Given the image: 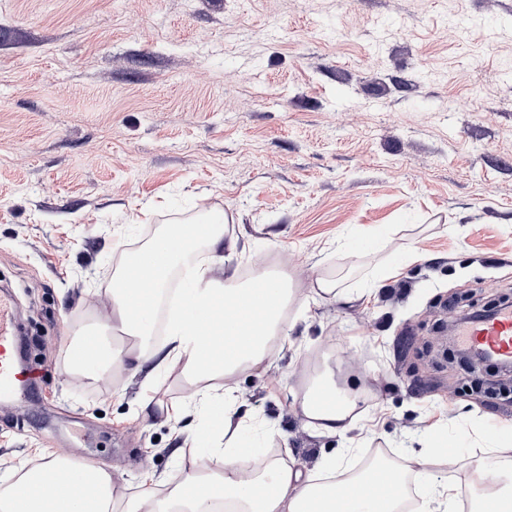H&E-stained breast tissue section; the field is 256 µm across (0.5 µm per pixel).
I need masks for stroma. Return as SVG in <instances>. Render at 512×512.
I'll return each mask as SVG.
<instances>
[{"label": "stroma", "mask_w": 512, "mask_h": 512, "mask_svg": "<svg viewBox=\"0 0 512 512\" xmlns=\"http://www.w3.org/2000/svg\"><path fill=\"white\" fill-rule=\"evenodd\" d=\"M201 211L227 218L240 269L287 268L308 298L231 381L280 430L269 453L315 470L342 447L299 401L347 361L359 459L437 431L448 483L496 468L512 374L448 351L467 313L512 306V0H0V289L36 372L0 401V483L38 448L131 495L194 468L211 430L165 415L197 389L180 367L84 382L68 346L111 309L123 252ZM384 262L400 269L371 295L312 294Z\"/></svg>", "instance_id": "35a3bbf8"}]
</instances>
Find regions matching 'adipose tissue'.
Segmentation results:
<instances>
[{
    "label": "adipose tissue",
    "mask_w": 512,
    "mask_h": 512,
    "mask_svg": "<svg viewBox=\"0 0 512 512\" xmlns=\"http://www.w3.org/2000/svg\"><path fill=\"white\" fill-rule=\"evenodd\" d=\"M237 241L223 229L169 225L135 251L124 253L112 280V312L103 331L132 336L124 353L101 343L76 341L75 369L119 364L131 372L156 376L178 365L189 379L228 380L241 368L261 369L273 338L285 335L288 310L297 297L287 274L257 269L239 283L231 264ZM184 269L178 296L171 304L166 326V351L149 352L147 339L158 317L162 296L176 269ZM145 301L135 306L132 293ZM232 388L205 399L201 411L224 420L223 433L211 440L212 454L199 462L174 488L161 491L152 474L137 497L117 504L116 481L103 467L56 455L0 487V512H216L218 502L233 512H403L407 497V468L415 466L427 483L420 512H452L468 498L472 512H512V461L498 467L499 479L483 483L476 468L465 487L433 481L436 464L455 465L454 453L440 435H432L427 450L409 464L383 457L352 471L348 449L341 448L314 471L296 469L287 457L271 456L263 448L275 433L270 424L255 426L238 418ZM302 414L331 436L345 435L354 425L352 407L336 401L332 368L306 381L300 401Z\"/></svg>",
    "instance_id": "ef3b65f1"
}]
</instances>
